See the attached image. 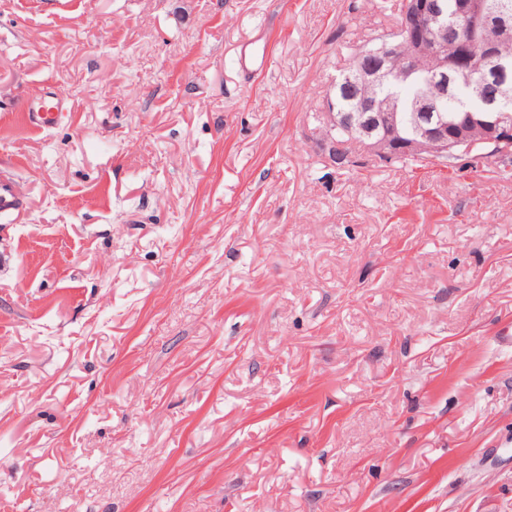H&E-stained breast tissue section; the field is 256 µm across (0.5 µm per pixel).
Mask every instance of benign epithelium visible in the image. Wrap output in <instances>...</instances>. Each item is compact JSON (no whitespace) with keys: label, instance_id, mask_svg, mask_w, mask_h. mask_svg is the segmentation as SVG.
Here are the masks:
<instances>
[{"label":"benign epithelium","instance_id":"obj_1","mask_svg":"<svg viewBox=\"0 0 512 512\" xmlns=\"http://www.w3.org/2000/svg\"><path fill=\"white\" fill-rule=\"evenodd\" d=\"M458 16L471 18L477 29L495 20L502 38L512 37L507 8L498 0H460ZM402 55L428 59L432 74L444 80L450 73L464 78L491 76L499 83V92L482 117L471 115L458 122L448 120L438 101L419 97L414 106V130L408 135L402 131V114L390 98L381 102L362 99L348 111L337 109L329 98L320 145L330 162L340 168L351 163L343 143L336 141L338 130L345 131L350 141L360 144L381 163L399 156H446L468 139L473 124L480 125L483 141L497 147L512 146V64L497 48L477 39L448 42V16L439 0H404L393 32L377 45L356 51L349 70L356 84L375 85L385 79L393 61Z\"/></svg>","mask_w":512,"mask_h":512}]
</instances>
